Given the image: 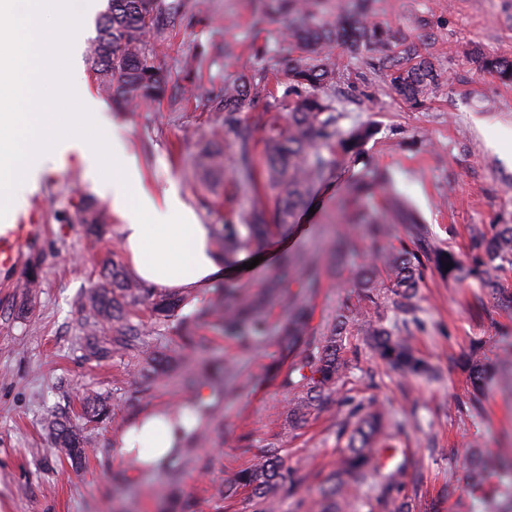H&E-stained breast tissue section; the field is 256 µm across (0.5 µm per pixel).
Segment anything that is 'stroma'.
Here are the masks:
<instances>
[{"label":"stroma","mask_w":512,"mask_h":512,"mask_svg":"<svg viewBox=\"0 0 512 512\" xmlns=\"http://www.w3.org/2000/svg\"><path fill=\"white\" fill-rule=\"evenodd\" d=\"M371 16L408 35L441 73V85L417 107L395 94L377 55L366 53L349 64L330 90L345 113L341 125L368 122L374 136L360 156L343 160L328 182L314 188L310 209L273 232L264 246L269 260L250 271L227 269L223 279L256 288L285 276L287 293L308 297L317 338L328 335L336 313L358 293L357 271L370 257L369 242L359 238L358 251L323 268L310 294L296 272L282 274L281 259L325 249L336 236L349 186L367 170L389 174L394 191L423 224L430 248L465 259L472 253L471 228L512 224V83L479 67L486 57L512 59V0H375ZM251 18L252 0H197L193 12L179 17L156 44L170 69L166 98L131 108L116 106L92 78L86 50L96 23L88 21L73 60L81 87L64 76L42 83V106L76 112L82 96L92 97L103 115L93 125L95 143L132 156L146 187L159 192L176 186L200 223H222L227 203L194 184L187 161L215 141L224 115L183 93L190 88L219 95L225 80L250 77L259 64L258 47L288 51L282 39L287 21L258 33ZM227 40L237 45L234 57L211 56L199 77L184 70V60ZM95 193L72 159L61 168L47 166L22 210L0 209L1 222L41 227L16 270L0 272V512H183L186 504L205 503L214 487L250 464L252 449L266 445L287 449L289 467L311 474L276 512H321L324 479L347 444L339 424L351 419L355 407L372 405L394 423V443L408 469L402 495L433 501L436 512H471L465 483L472 449L512 448V381L490 384L481 414L462 417L461 361L478 337L486 361L501 364L504 350L512 348V312L494 308L476 281L454 283L433 269L418 289V320L410 331L436 381L400 378L356 336L358 371L288 430L280 418L285 396L267 378L280 359L278 346L264 342L246 351L202 325L197 333L207 338L213 356L237 362L252 383L225 402L221 426L198 450L200 464L174 460L182 474L168 485L162 472L115 455V435L182 401L185 368L171 326L150 333L143 350L113 349L102 362L86 352L78 298L111 266H128L117 224L96 242L69 221L80 195ZM35 266L40 285L24 292L19 284ZM90 393L108 398L112 418L93 430L95 449L76 472L52 448L47 424L63 414L77 418Z\"/></svg>","instance_id":"obj_1"}]
</instances>
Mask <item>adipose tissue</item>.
<instances>
[{"instance_id":"adipose-tissue-1","label":"adipose tissue","mask_w":512,"mask_h":512,"mask_svg":"<svg viewBox=\"0 0 512 512\" xmlns=\"http://www.w3.org/2000/svg\"><path fill=\"white\" fill-rule=\"evenodd\" d=\"M26 4L27 16L14 39L0 38V75L16 73L13 93L19 99L34 96L40 80L53 74L60 57L70 55L82 25L76 17L56 31H46L39 21L45 0H26ZM62 121L56 112L0 113V189L15 183L34 191L50 158L78 155L86 178L111 200L121 217L123 249L140 279L158 288L186 290L223 279L224 262L214 247L212 225L198 222L176 188L164 190L159 197L140 190L136 200H129L128 187L140 182L134 159L113 162L111 176H104L102 148L59 133ZM172 443L169 427L157 418L114 440L120 455L136 448L165 450Z\"/></svg>"}]
</instances>
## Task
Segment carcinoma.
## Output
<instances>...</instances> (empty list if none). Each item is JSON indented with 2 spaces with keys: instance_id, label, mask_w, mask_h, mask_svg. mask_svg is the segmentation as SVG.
<instances>
[{
  "instance_id": "cac0c4a2",
  "label": "carcinoma",
  "mask_w": 512,
  "mask_h": 512,
  "mask_svg": "<svg viewBox=\"0 0 512 512\" xmlns=\"http://www.w3.org/2000/svg\"><path fill=\"white\" fill-rule=\"evenodd\" d=\"M367 4L368 0H254L253 25L262 28L280 17L289 18L288 34L295 51L270 56L268 65L247 80L224 82L220 100L207 95L197 97L200 102L223 107L224 137L231 147V154L226 156L224 145H210L192 159L195 182L213 195L221 188L224 171L230 172L234 207L224 223L217 225L214 237L224 263L234 262L242 252H258L273 228L292 223L308 203L315 185L327 180L340 161L357 156L373 137L374 130L369 125L342 128L343 110L336 106L334 98L324 95L325 88L336 84L340 75L333 55L336 46H345L353 55L364 51L380 55L390 71L394 90L414 105L424 104L429 92L439 85L440 73L419 55L414 43L401 41L368 20ZM194 8V0H107L97 19V35L87 50V62L98 87L122 105H146L161 99L167 70L145 34L151 31L156 39L163 38L177 16ZM481 68L495 72L506 82L512 81V60L486 58ZM261 93L271 99L267 111L251 120L243 117L252 98ZM259 148L264 157L261 164L257 160ZM387 184L385 175L372 171L353 185L342 206L346 223L367 228L369 240L375 245L387 234L376 199L397 208L404 223H415L412 214L388 194ZM269 194L275 201L272 219L264 202ZM75 223L83 225L87 235L100 239L104 227L112 223V214L107 207L82 195L75 206ZM472 249L471 257L464 260L451 251L428 249L419 235L409 244L390 248L385 275L373 266L361 267V293L336 315L330 334L319 339L309 330L308 303L296 297L284 299L283 320L276 337L284 367L274 377L288 398L283 424L293 428L301 416L319 406L347 378L351 365L343 354L351 344L350 337L361 330L367 317L377 319V324L364 331L363 341L384 364L406 379L433 377L431 366L413 347V336L400 334L397 322H389L388 317L391 310H410L431 265L450 280L478 281L499 307L512 311V290L502 282V274L512 271V224H496L489 232L479 234ZM288 266L298 270L305 280L304 287L311 291L318 287L319 256L292 257ZM273 298L278 295L272 290L260 293L251 288H226L224 295L196 313L193 323L203 322L217 333L252 345L256 338L268 335L263 311ZM142 302L149 305L154 323L160 327L174 316L181 298L153 295L117 267L81 296L80 306L86 313L84 336L91 355L103 359L109 354L96 340L105 323L120 330L118 343L129 346L139 340L142 331L126 322V314L128 307ZM180 340L192 352L205 348L203 337L194 335L192 323L184 324ZM481 345L479 340L472 341L463 364L470 390L459 400V409L468 416L478 413L485 383L496 373L493 366L480 359ZM248 384L243 369L226 362L211 383L213 402H205L196 393L176 409L158 410L157 415L176 435L175 444L158 465L199 446L210 435L212 425L222 420L224 401L236 398ZM82 419L97 424L109 420L107 398L87 397L82 404ZM49 434L70 466L80 469L92 445L83 428L61 416L50 422ZM389 436L385 411L365 412L348 436L326 494L333 499L341 497L360 487L372 473L385 489L380 501L383 512H412L414 504L410 500L391 495L404 483V465L388 469L379 462L385 452L382 443ZM306 478L288 467L283 449L258 448L250 465L219 487L213 498L224 502L246 490L254 501V512H270L276 498L293 492ZM468 493L480 503L481 512H512V448L496 453L474 450Z\"/></svg>"
}]
</instances>
